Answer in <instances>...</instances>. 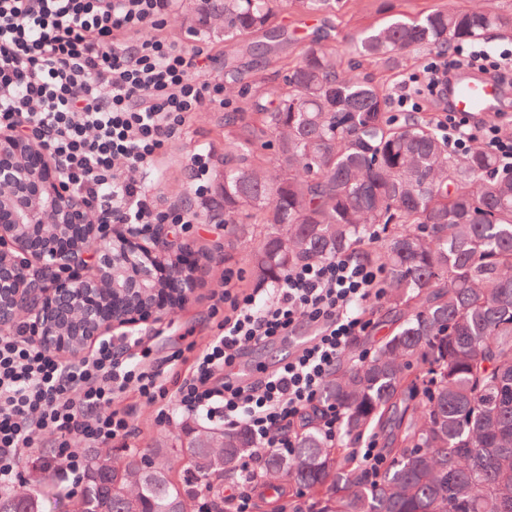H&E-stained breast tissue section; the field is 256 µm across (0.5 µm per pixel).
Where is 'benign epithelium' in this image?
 I'll list each match as a JSON object with an SVG mask.
<instances>
[{
    "label": "benign epithelium",
    "instance_id": "obj_1",
    "mask_svg": "<svg viewBox=\"0 0 512 512\" xmlns=\"http://www.w3.org/2000/svg\"><path fill=\"white\" fill-rule=\"evenodd\" d=\"M164 235L150 246L128 229L94 247L87 204L33 141L0 129V330L32 317L44 346L77 356L116 327L159 319L188 299L196 267L168 256ZM34 262L63 274L33 279Z\"/></svg>",
    "mask_w": 512,
    "mask_h": 512
}]
</instances>
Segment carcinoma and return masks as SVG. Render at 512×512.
<instances>
[{
    "mask_svg": "<svg viewBox=\"0 0 512 512\" xmlns=\"http://www.w3.org/2000/svg\"><path fill=\"white\" fill-rule=\"evenodd\" d=\"M224 39L265 34L273 81L240 101L224 130L217 195L224 223L264 228L253 271L276 283L288 268L374 240L385 261V304L403 318L362 361L341 360L322 398L342 415L331 442L309 424L292 455L264 456L266 471L296 488L288 512H512V177L482 148L458 159L422 116L395 122L386 87L347 75L317 43L283 62L274 25L286 0H206ZM339 12L344 0H295ZM491 31L512 32V14L435 8L395 15L353 38L358 63L398 65L417 49L443 52ZM388 432L389 465L375 483L353 460L367 433ZM254 447L243 428L184 426L180 477L154 457L122 466L89 459L68 512H196L213 479L234 473ZM0 497V512H45L44 499Z\"/></svg>",
    "mask_w": 512,
    "mask_h": 512,
    "instance_id": "carcinoma-1",
    "label": "carcinoma"
}]
</instances>
